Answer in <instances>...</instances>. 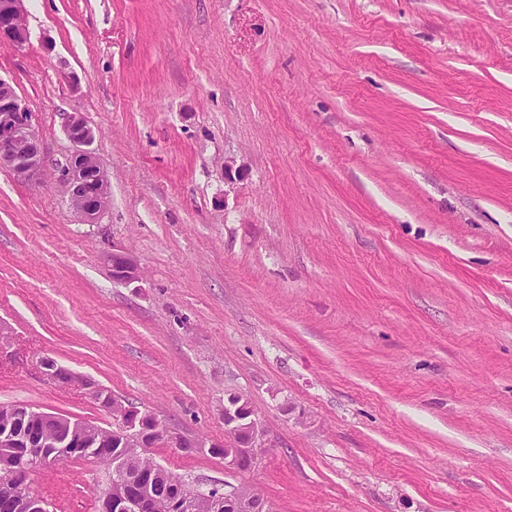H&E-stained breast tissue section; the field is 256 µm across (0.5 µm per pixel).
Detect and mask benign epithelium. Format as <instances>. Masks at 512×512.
Masks as SVG:
<instances>
[{
	"instance_id": "obj_1",
	"label": "benign epithelium",
	"mask_w": 512,
	"mask_h": 512,
	"mask_svg": "<svg viewBox=\"0 0 512 512\" xmlns=\"http://www.w3.org/2000/svg\"><path fill=\"white\" fill-rule=\"evenodd\" d=\"M23 0H0V45L21 49L30 40L29 28L22 10ZM64 132L75 150L68 163L57 169V178L68 194L70 205L89 220L95 219L108 201V181L101 170L95 153L89 146L95 131L78 113L67 116ZM46 157L40 137L34 128L33 113L22 102L12 84L0 78V167L6 166L20 179L29 181L43 171ZM112 275L118 280L131 278L133 266L130 258L114 253L111 257ZM95 396L112 414L115 429L112 443L118 446L150 448L166 442L176 448L185 446L186 440L171 431L155 412L124 404L111 393L98 389ZM14 419H31L41 412L23 405H1L0 415ZM61 438L46 442L33 440L24 431L6 424L0 426V500L11 512H49L48 502L36 495L15 488L10 479L18 474L28 476L38 468L50 466L61 459L80 455L91 447L92 432L80 420L56 418ZM224 429L235 439V445L197 440L193 448L224 449V469L243 471L254 468L267 447V430L255 414L249 399L241 392L224 394ZM27 448L30 465L18 471L13 449ZM113 471L119 474L109 485L103 502L108 512H152L150 485L152 477L142 469L133 467L121 456L113 461ZM206 495L229 505L233 512H275L257 490L247 484L228 490L213 486Z\"/></svg>"
}]
</instances>
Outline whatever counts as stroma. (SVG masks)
I'll list each match as a JSON object with an SVG mask.
<instances>
[{"instance_id": "1", "label": "stroma", "mask_w": 512, "mask_h": 512, "mask_svg": "<svg viewBox=\"0 0 512 512\" xmlns=\"http://www.w3.org/2000/svg\"><path fill=\"white\" fill-rule=\"evenodd\" d=\"M23 9L0 77L48 166L0 167V405L110 430L100 387L229 444L236 390L268 430L255 468L147 456L274 512H512V0ZM73 112L109 184L91 223L56 179ZM28 483L101 512L109 475L72 458Z\"/></svg>"}]
</instances>
